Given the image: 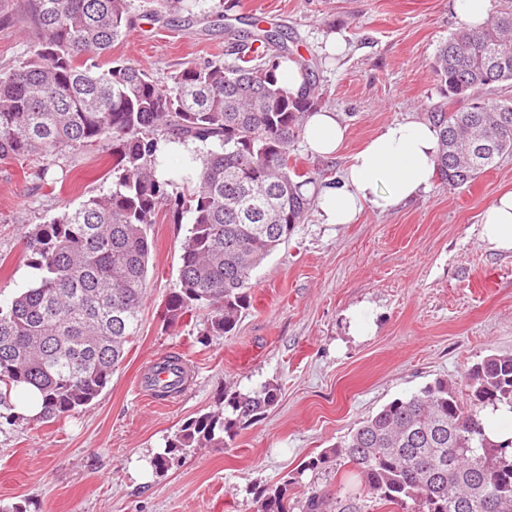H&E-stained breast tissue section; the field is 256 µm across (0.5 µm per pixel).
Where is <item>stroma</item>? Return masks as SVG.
<instances>
[{"mask_svg": "<svg viewBox=\"0 0 512 512\" xmlns=\"http://www.w3.org/2000/svg\"><path fill=\"white\" fill-rule=\"evenodd\" d=\"M133 26L111 58L141 66L160 82L223 58L230 29L261 18L299 44L325 93L324 108L348 129L342 149L319 157L296 142L299 170L332 179L383 126L428 118L444 97L431 65L461 27L451 0H196L191 13L155 18L154 0H129ZM28 0H0V68L26 59L39 34ZM339 38L340 55L326 52ZM108 141L57 158L0 163V300L37 272L25 237L34 225L112 188ZM512 190V156L470 186L434 182L392 211H364L353 224L319 223L307 211L257 269L251 307L228 336L200 343L206 311L169 325L160 312L179 286L187 224L160 209L142 326L111 382L81 412L28 418L0 428V508L27 512H255L253 490L280 485L298 466L336 446L361 420L437 378L461 380L491 353L512 355V254L480 238L481 215ZM182 357L191 386L152 400L139 384L150 363ZM272 382L274 407L239 430L227 448L188 451L156 470L153 460L188 421L241 392ZM360 512L372 505L351 466L306 472L288 489L302 512L306 486Z\"/></svg>", "mask_w": 512, "mask_h": 512, "instance_id": "obj_1", "label": "stroma"}]
</instances>
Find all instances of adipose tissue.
I'll list each match as a JSON object with an SVG mask.
<instances>
[{
  "label": "adipose tissue",
  "instance_id": "adipose-tissue-1",
  "mask_svg": "<svg viewBox=\"0 0 512 512\" xmlns=\"http://www.w3.org/2000/svg\"><path fill=\"white\" fill-rule=\"evenodd\" d=\"M303 137L314 153L329 156L342 144L345 127L336 112L319 109L308 118ZM438 149L437 130L428 121H394L350 157L342 176L303 191L314 197L322 223L351 224L364 209L385 213L428 192ZM481 238L492 250L512 253V191L485 210Z\"/></svg>",
  "mask_w": 512,
  "mask_h": 512
}]
</instances>
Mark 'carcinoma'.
Segmentation results:
<instances>
[{
  "mask_svg": "<svg viewBox=\"0 0 512 512\" xmlns=\"http://www.w3.org/2000/svg\"><path fill=\"white\" fill-rule=\"evenodd\" d=\"M39 32L31 55L0 69V161L75 153L112 141V190L28 232L38 270L33 285L0 304V406L33 387L41 419L80 411L101 394L140 330L148 288L149 231L162 206L191 227L181 242L180 288L165 305L174 324L208 311L203 336H228L251 306L256 269L286 242L310 205L289 164L306 119L323 96L305 80L290 91L277 63L301 64L282 32L252 23L235 58L206 60L159 82L121 59L102 68L125 35L128 0H29ZM433 70L445 98L431 113L439 129L441 181L461 188L512 155V100H492L512 81V8L479 30L465 26L439 49ZM218 143L199 157L194 185L156 174L171 141ZM272 383L252 393L224 389L223 407L187 422L154 460L189 448L229 447L238 429L274 406ZM512 412V355L490 354L464 375V388L437 379L361 421L339 445L304 463L343 461L372 498L403 512H512V437L493 441L483 412ZM295 478L254 492L257 512H287ZM326 493L306 490L303 512H330Z\"/></svg>",
  "mask_w": 512,
  "mask_h": 512,
  "instance_id": "1",
  "label": "carcinoma"
}]
</instances>
